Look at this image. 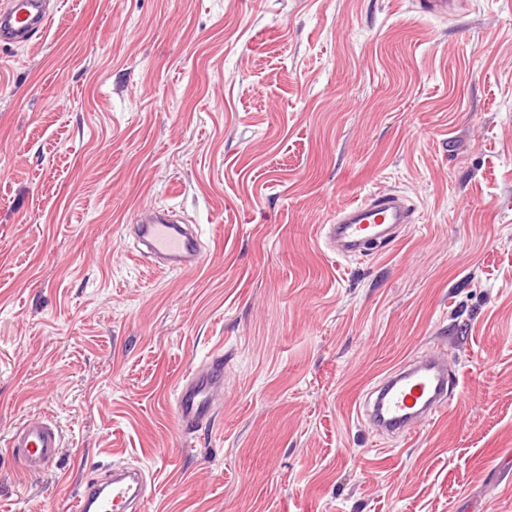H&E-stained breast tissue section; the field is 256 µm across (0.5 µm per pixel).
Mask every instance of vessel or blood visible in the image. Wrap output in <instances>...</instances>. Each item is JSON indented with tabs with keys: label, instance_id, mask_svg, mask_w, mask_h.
Returning a JSON list of instances; mask_svg holds the SVG:
<instances>
[{
	"label": "vessel or blood",
	"instance_id": "b4317fda",
	"mask_svg": "<svg viewBox=\"0 0 512 512\" xmlns=\"http://www.w3.org/2000/svg\"><path fill=\"white\" fill-rule=\"evenodd\" d=\"M51 18L50 0H6L0 6V44L29 43ZM415 221V210L395 192H379L341 208L322 227V240L332 255L349 258L385 248L397 229ZM139 246L135 258L168 270H188L202 259L199 232L174 219L168 210L152 208L138 214ZM459 377L447 365L443 346L429 355L404 362L373 386L359 406L377 431L403 439L433 419L459 394ZM224 387V357L216 354L182 376L175 393L180 436H188L214 415L215 396ZM62 446L57 423L47 417L25 422L14 435L12 454L29 475L43 472ZM148 484L138 468L109 471L89 478L74 500V512H140Z\"/></svg>",
	"mask_w": 512,
	"mask_h": 512
}]
</instances>
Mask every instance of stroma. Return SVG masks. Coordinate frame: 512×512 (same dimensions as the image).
<instances>
[{"label": "stroma", "instance_id": "1", "mask_svg": "<svg viewBox=\"0 0 512 512\" xmlns=\"http://www.w3.org/2000/svg\"><path fill=\"white\" fill-rule=\"evenodd\" d=\"M394 189L386 250L323 246ZM168 207L208 252L130 257ZM461 392L404 441L358 414L433 343ZM224 355L180 438L181 376ZM63 448L20 471L16 430ZM108 466L145 512H512V0H58L0 45V512H68ZM322 225L324 247L341 258L360 257L396 239L401 224L415 223V209L397 192H379L341 208ZM61 447V430L47 417L26 421L11 443L13 457L28 475L43 472L55 461Z\"/></svg>", "mask_w": 512, "mask_h": 512}]
</instances>
